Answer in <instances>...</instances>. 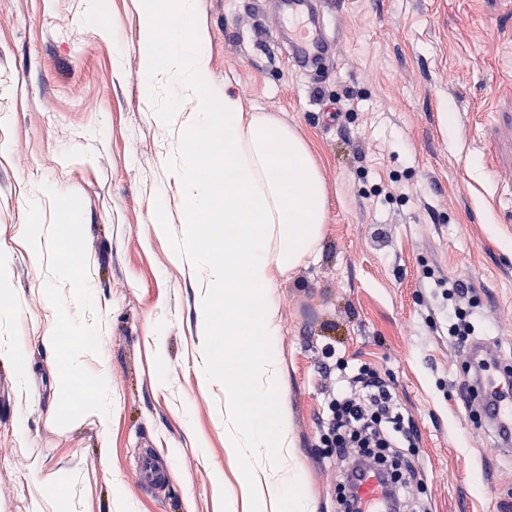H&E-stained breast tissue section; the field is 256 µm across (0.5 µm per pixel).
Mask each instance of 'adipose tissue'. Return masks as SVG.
I'll return each mask as SVG.
<instances>
[{"instance_id":"1","label":"adipose tissue","mask_w":512,"mask_h":512,"mask_svg":"<svg viewBox=\"0 0 512 512\" xmlns=\"http://www.w3.org/2000/svg\"><path fill=\"white\" fill-rule=\"evenodd\" d=\"M140 72L145 87L166 83L184 93L171 111L154 113L175 125L183 164L180 183L187 238L176 251L206 268L222 293L204 298L210 331L245 337L244 366L212 354L202 381L221 374L224 442L251 473L254 512H307L297 471L272 462L294 442L284 407L280 328L272 315L278 278L315 261L327 221V191L307 144L283 120L243 112L238 96L208 92L204 38L194 0H139Z\"/></svg>"}]
</instances>
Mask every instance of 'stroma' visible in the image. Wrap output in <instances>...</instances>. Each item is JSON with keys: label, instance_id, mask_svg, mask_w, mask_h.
Masks as SVG:
<instances>
[{"label": "stroma", "instance_id": "1", "mask_svg": "<svg viewBox=\"0 0 512 512\" xmlns=\"http://www.w3.org/2000/svg\"><path fill=\"white\" fill-rule=\"evenodd\" d=\"M340 39L292 67L276 0H196L210 92L288 122L328 194L317 262L273 290L283 403L309 512H341L342 465L320 443L332 374L367 366L417 426V512H512V457L460 397L465 348L448 334L449 281L467 283L474 339L512 361V0H326ZM138 0H0V512H250L224 446V385L188 234L175 136L152 115L170 86L138 77ZM452 124H445V114ZM83 204L88 281L111 421L55 422L46 263L23 237L42 185ZM167 190L162 233L152 201ZM21 340L14 355L9 339ZM171 459L167 487L136 480L140 450Z\"/></svg>", "mask_w": 512, "mask_h": 512}]
</instances>
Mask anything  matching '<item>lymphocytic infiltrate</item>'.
<instances>
[{
    "instance_id": "lymphocytic-infiltrate-1",
    "label": "lymphocytic infiltrate",
    "mask_w": 512,
    "mask_h": 512,
    "mask_svg": "<svg viewBox=\"0 0 512 512\" xmlns=\"http://www.w3.org/2000/svg\"><path fill=\"white\" fill-rule=\"evenodd\" d=\"M469 289L460 280L448 283V311L451 337L468 341L473 332L469 320ZM332 416L324 437L325 447L344 466L342 503L345 512H363L352 495V480L365 465L377 463L381 451L390 448H411L416 433L406 423L386 382L369 369H360L349 391L334 397L330 404Z\"/></svg>"
}]
</instances>
